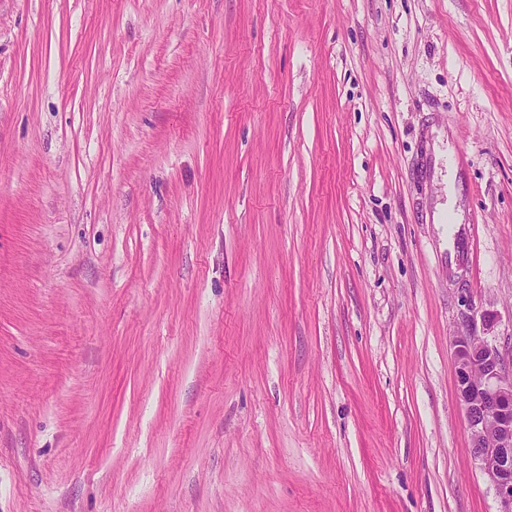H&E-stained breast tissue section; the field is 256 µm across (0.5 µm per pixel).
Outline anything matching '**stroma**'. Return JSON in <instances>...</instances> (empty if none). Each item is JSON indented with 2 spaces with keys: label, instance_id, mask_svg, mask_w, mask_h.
I'll use <instances>...</instances> for the list:
<instances>
[{
  "label": "stroma",
  "instance_id": "35a3bbf8",
  "mask_svg": "<svg viewBox=\"0 0 512 512\" xmlns=\"http://www.w3.org/2000/svg\"><path fill=\"white\" fill-rule=\"evenodd\" d=\"M512 0H0V512H497ZM464 319L452 353L471 453L494 492L497 512H512V366L486 336L494 327L491 312L468 309Z\"/></svg>",
  "mask_w": 512,
  "mask_h": 512
}]
</instances>
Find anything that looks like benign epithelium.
<instances>
[{
	"label": "benign epithelium",
	"mask_w": 512,
	"mask_h": 512,
	"mask_svg": "<svg viewBox=\"0 0 512 512\" xmlns=\"http://www.w3.org/2000/svg\"><path fill=\"white\" fill-rule=\"evenodd\" d=\"M464 319L452 348L471 453L498 512H512V366L487 338L495 322L491 312L470 309Z\"/></svg>",
	"instance_id": "benign-epithelium-1"
}]
</instances>
